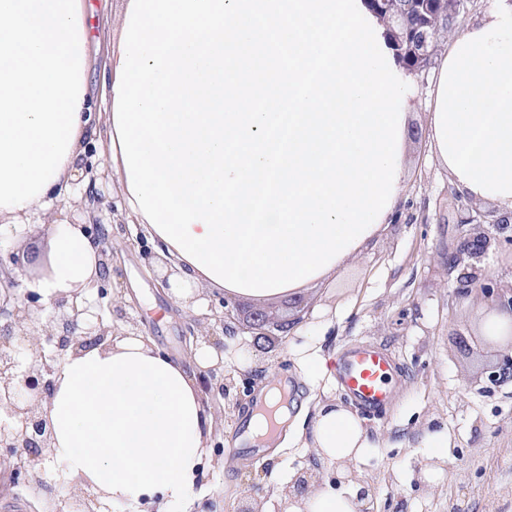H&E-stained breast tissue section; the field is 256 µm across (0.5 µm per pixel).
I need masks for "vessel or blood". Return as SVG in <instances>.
<instances>
[{
	"instance_id": "obj_1",
	"label": "vessel or blood",
	"mask_w": 512,
	"mask_h": 512,
	"mask_svg": "<svg viewBox=\"0 0 512 512\" xmlns=\"http://www.w3.org/2000/svg\"><path fill=\"white\" fill-rule=\"evenodd\" d=\"M391 371L390 359L383 352L370 347L343 351L336 360L338 383L365 410L379 408L388 401L386 382Z\"/></svg>"
}]
</instances>
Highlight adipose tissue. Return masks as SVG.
I'll return each instance as SVG.
<instances>
[{"mask_svg":"<svg viewBox=\"0 0 512 512\" xmlns=\"http://www.w3.org/2000/svg\"><path fill=\"white\" fill-rule=\"evenodd\" d=\"M87 0H0V222L51 227L44 297L89 295L99 250L56 220L93 106ZM105 47V162L178 304L204 290L267 301L323 281L394 215L413 80L367 0H120ZM428 147L456 191L512 214V0H491L439 58ZM201 344L176 360L142 336L67 354L43 409L69 477L117 512H180L210 446ZM310 446L344 467L371 443L331 401ZM353 483L287 512H359Z\"/></svg>","mask_w":512,"mask_h":512,"instance_id":"ef3b65f1","label":"adipose tissue"}]
</instances>
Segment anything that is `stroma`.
Wrapping results in <instances>:
<instances>
[{
  "label": "stroma",
  "instance_id": "stroma-1",
  "mask_svg": "<svg viewBox=\"0 0 512 512\" xmlns=\"http://www.w3.org/2000/svg\"><path fill=\"white\" fill-rule=\"evenodd\" d=\"M408 155L406 188L392 224L334 278L303 291L309 314L297 332L269 337L257 348L243 328V313H235L234 339L251 353L236 364V386L217 414L224 457L219 466L204 467L184 512H201L204 500L216 496L224 512H237L246 500L256 512H269L273 489L309 467L308 440L261 455L234 442L257 392L275 371L287 375L296 402L315 397L351 406L337 384L301 367L308 346L333 356L349 347H373L394 364L389 402L361 415L372 447L354 463L377 490V512H512V383L485 387L484 357L464 354L456 345V332L476 334L477 316L456 295L455 278L440 259L462 232L455 223L454 191L447 171L429 159L426 138H411ZM91 177V195L61 204L59 219L100 222L115 236L131 239L113 261L112 287L123 295L140 334L184 358L181 338L190 316L162 288L149 258L153 243L122 224L124 196L108 167H95ZM260 365L266 373H257ZM429 432L448 438L442 474L430 482L424 479L429 451L421 446Z\"/></svg>",
  "mask_w": 512,
  "mask_h": 512
}]
</instances>
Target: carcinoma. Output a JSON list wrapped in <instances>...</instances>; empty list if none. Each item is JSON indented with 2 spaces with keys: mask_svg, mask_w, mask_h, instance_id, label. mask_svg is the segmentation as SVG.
I'll list each match as a JSON object with an SVG mask.
<instances>
[{
  "mask_svg": "<svg viewBox=\"0 0 512 512\" xmlns=\"http://www.w3.org/2000/svg\"><path fill=\"white\" fill-rule=\"evenodd\" d=\"M372 10L389 27L397 55L414 71L421 61L416 53V32L424 31L428 35L427 50L430 54L437 51L440 38L444 35L441 26L448 5L462 9L461 0H369Z\"/></svg>",
  "mask_w": 512,
  "mask_h": 512,
  "instance_id": "cac0c4a2",
  "label": "carcinoma"
}]
</instances>
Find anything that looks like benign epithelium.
<instances>
[{
    "label": "benign epithelium",
    "mask_w": 512,
    "mask_h": 512,
    "mask_svg": "<svg viewBox=\"0 0 512 512\" xmlns=\"http://www.w3.org/2000/svg\"><path fill=\"white\" fill-rule=\"evenodd\" d=\"M488 226L486 231L461 235L457 244L448 248L445 256L448 269L457 268L464 254L481 261L494 243L512 252V216H498ZM83 228L101 255L103 274L97 282V293L103 299L112 289L109 268L114 254L128 246V242H113L104 224H85ZM17 237L14 230L9 235L0 232V466H5L9 486L33 490L35 498L55 507L56 512H103L99 498L75 484L70 486L68 496L60 504L44 496L49 491L46 472L49 463L54 461V449L51 448V424L43 412L42 402L50 392L58 364L65 354L75 353L89 343L106 341L118 330L110 315L123 316L125 303L116 299L106 304L90 303L78 293L44 302L42 294L25 286V282L32 280L28 269L37 265L40 252L15 248ZM456 290L475 293L484 302L486 312L502 308L512 312V285H502L487 271L456 277ZM241 307L243 303L232 305L224 296L209 299L205 311L193 317L201 334L192 330L183 340L204 341L224 350L220 333L224 332L225 320ZM304 314L302 307L292 317L276 320L265 308L252 305L248 329L258 340L267 338L274 330L286 336L304 321ZM503 341L511 352L498 355L482 370L486 381L493 386L512 379V335L504 337ZM198 384L203 406L208 409L209 401L229 395L234 375L224 371V360L220 358L198 371ZM350 479L359 486L360 512H374L375 486L353 473ZM321 480L313 470L299 469L285 493L302 496L311 484Z\"/></svg>",
    "instance_id": "7a95c632"
}]
</instances>
